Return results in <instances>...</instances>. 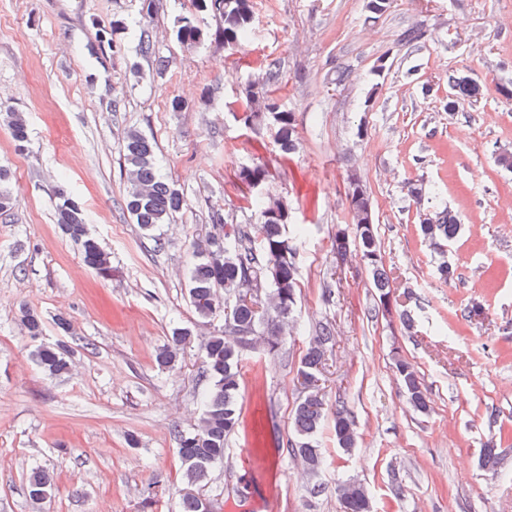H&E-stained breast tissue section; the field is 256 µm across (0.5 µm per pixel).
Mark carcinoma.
Returning <instances> with one entry per match:
<instances>
[{"mask_svg": "<svg viewBox=\"0 0 512 512\" xmlns=\"http://www.w3.org/2000/svg\"><path fill=\"white\" fill-rule=\"evenodd\" d=\"M195 11L178 19L176 36L186 45L200 47L214 38L228 46L242 47L249 41L253 20L252 0H193ZM213 15L218 20L215 32L204 30L199 14ZM278 64L269 61L261 67L254 79L244 88L243 124L249 128L265 125L273 130L274 142L283 157L293 154L299 145L292 113L273 95L270 87L279 84ZM454 99L448 103L453 112L459 105L478 99L483 87L462 76L449 77ZM5 113L11 136L24 147L28 139L27 122L23 114L0 103ZM121 158L127 183L126 210L133 223L146 234L159 225L168 224L186 206L182 192L159 171L153 141L141 131L129 128L122 136ZM239 178L254 185L247 208L257 216L255 224H237L226 215L219 220L217 231L205 239L192 243L197 261L193 265L188 288V300L196 318L202 322L224 319V329H217L201 342L202 364L200 376L206 381L201 395L203 406L198 423L190 429H177V453L181 463V477L188 490L178 503L177 512H206L209 499L193 492L211 479L213 468L224 462L229 438L238 432L241 416V362L247 350L275 353L283 336L298 323L299 270L296 263L298 235L286 234L292 216L283 220L268 218L275 211L291 212L286 198H274L264 191L270 171L261 162L241 169ZM407 195L419 209V231L435 252L444 253V246L453 240L460 224L447 209L424 210L426 189L422 182L407 184ZM347 196L351 223L357 231L360 256L372 274V288L378 298L377 309L391 311L392 281L376 241L374 223L361 219V213L371 210L366 188L350 179ZM57 221L71 239L80 245L85 264L101 278L112 276V259L97 237L86 227L81 205L63 185L56 190ZM14 205L9 187V173L0 168V212ZM336 257L352 255L349 236L343 227L336 230L331 243ZM27 335L36 339L42 335L41 317L27 311L23 315ZM336 330L333 325H321L309 337L298 371L304 396L297 403L291 426L293 439L289 440L288 455L303 463L311 472L323 465L318 437L326 421L325 394L319 385V375L328 352L333 348ZM194 329L177 327L156 354L161 367H168L179 352L195 342ZM42 371L60 376L70 369V352L63 344L37 346L33 352ZM393 366L403 393L411 407L421 413L429 409V399L415 367L401 356H394ZM333 432L336 444L345 452L355 448L359 433L350 411L336 405ZM483 468L496 475L501 457L490 442L481 451ZM26 490L30 500L41 503L54 492L53 473L41 466L31 467L25 474ZM340 512H371L369 489L356 480H342L334 488Z\"/></svg>", "mask_w": 512, "mask_h": 512, "instance_id": "cac0c4a2", "label": "carcinoma"}]
</instances>
